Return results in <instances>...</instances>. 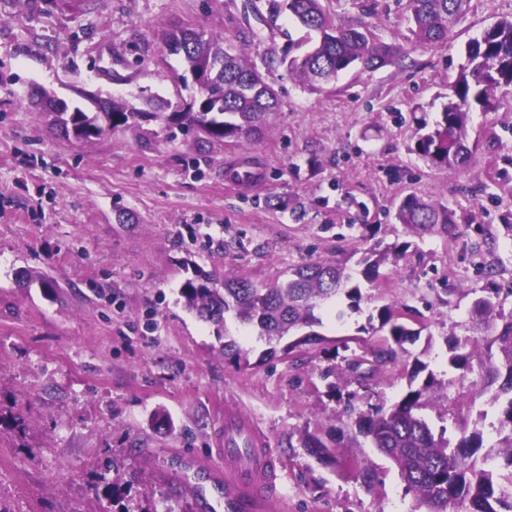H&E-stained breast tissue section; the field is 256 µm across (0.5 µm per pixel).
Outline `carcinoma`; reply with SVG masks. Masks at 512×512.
<instances>
[{"label": "carcinoma", "instance_id": "cac0c4a2", "mask_svg": "<svg viewBox=\"0 0 512 512\" xmlns=\"http://www.w3.org/2000/svg\"><path fill=\"white\" fill-rule=\"evenodd\" d=\"M469 0H407L412 49L424 48L448 40V33L466 12ZM306 29L305 41L311 47L292 58L266 53L261 63L253 62L245 52L234 49L226 39L206 35L191 28L173 29L162 35L170 53L181 56L190 73H203L207 84L205 96L193 97L176 105L170 113L147 112L116 101L112 111L89 113L83 109L62 118L57 111L59 101L50 100V112L56 121L71 124L77 138L96 136L104 128H129L140 120L159 119L168 124L204 136L207 140L233 138L249 142L259 134L266 116L279 111L277 93L269 83V75L281 67L312 90H322L336 81L343 71L356 63L367 69H378L394 63L400 49L368 37L369 26L358 19L335 23L322 0H267L266 14L258 20L272 26L283 14ZM512 87V17L501 18L486 28L467 47L466 64L451 86L452 94L444 104L439 120L430 124L417 121L412 151L436 167L461 173L471 162L473 148L469 142L470 104L483 110L492 108V91ZM396 218L409 235H420L440 228L448 231L451 214L442 206L428 204L414 196L405 198ZM398 256L396 247L374 248L363 258L365 277L373 283L379 268ZM350 274L340 262H308L291 271L287 281L273 285H256L242 278H226L217 286L210 277L187 279L180 288L184 306L199 319L214 326L217 339L224 340V357L236 365H250L249 350L235 338L240 332H255L268 348L260 361L277 354V345L286 336L295 340L282 348L288 354L295 348L322 341L313 327L322 324L318 310L343 295L360 309L362 294L358 287H347ZM496 304L492 297H481L472 305V319L494 328L493 342L501 353L496 376H504L498 394H509L499 438L485 453L483 435L478 429L463 435L457 444L445 437L446 429L434 433L419 410L427 406L426 396L435 382L428 373L423 384L414 382L427 369V364L413 358L408 392L387 408L366 411L348 397L345 413L354 417L360 435L372 447L388 457L398 469L405 494L413 497L415 510L450 512L453 505L465 506L464 512H512V471L497 473L492 466L503 457L512 468V319L496 322ZM381 327L393 346L373 353L369 360L350 352V342L342 343L348 355L343 357L345 372L363 384L371 380L379 367L396 359L404 344L413 343L420 331L402 321V313L390 306L379 309ZM467 342L456 340L450 346L449 364L457 370L470 367ZM302 445L320 456L330 454L329 446L316 434L302 436Z\"/></svg>", "mask_w": 512, "mask_h": 512}]
</instances>
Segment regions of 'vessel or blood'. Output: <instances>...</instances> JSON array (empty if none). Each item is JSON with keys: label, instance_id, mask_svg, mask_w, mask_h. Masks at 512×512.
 <instances>
[{"label": "vessel or blood", "instance_id": "1", "mask_svg": "<svg viewBox=\"0 0 512 512\" xmlns=\"http://www.w3.org/2000/svg\"><path fill=\"white\" fill-rule=\"evenodd\" d=\"M224 508L265 512L278 497L279 466L272 449L241 414H224Z\"/></svg>", "mask_w": 512, "mask_h": 512}]
</instances>
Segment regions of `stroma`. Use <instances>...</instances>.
Segmentation results:
<instances>
[{
	"instance_id": "35a3bbf8",
	"label": "stroma",
	"mask_w": 512,
	"mask_h": 512,
	"mask_svg": "<svg viewBox=\"0 0 512 512\" xmlns=\"http://www.w3.org/2000/svg\"><path fill=\"white\" fill-rule=\"evenodd\" d=\"M266 0H0V512H213L212 454L225 407L250 418L278 456L279 497L267 512H413L393 462L353 447L346 396L366 410L407 390L413 356L436 376L424 416L451 440L479 424L497 439L505 401L487 375L499 357L492 331L469 318L492 297L512 315V92L470 114L475 157L460 174L409 150L418 119H439L468 43L512 0H470L445 44L376 70L355 65L324 91L272 75L281 107L262 137L199 141L150 120L89 139L50 128L36 101L47 91L94 111L119 99L196 95L178 82L180 56L161 33L205 30L253 57L299 55L288 16L253 22L244 4ZM407 0H378L370 19L383 42L407 46ZM279 196L280 208L265 204ZM448 208L447 231L407 235L395 220L406 196ZM400 245L376 284L362 259L374 245ZM308 261L345 263L366 300L344 325L325 320L324 342L253 367L226 360L212 325L185 309L182 283L201 271L256 284L287 280ZM55 282L19 285V272ZM409 309L420 337L368 383L349 379L336 348L385 347L363 332L381 306ZM467 341L471 369L448 365V342ZM333 370L335 393L320 374ZM23 413V426L12 417ZM339 449L325 459L301 446L305 432ZM353 458L376 472L366 490ZM119 477L105 498L102 478Z\"/></svg>"
}]
</instances>
